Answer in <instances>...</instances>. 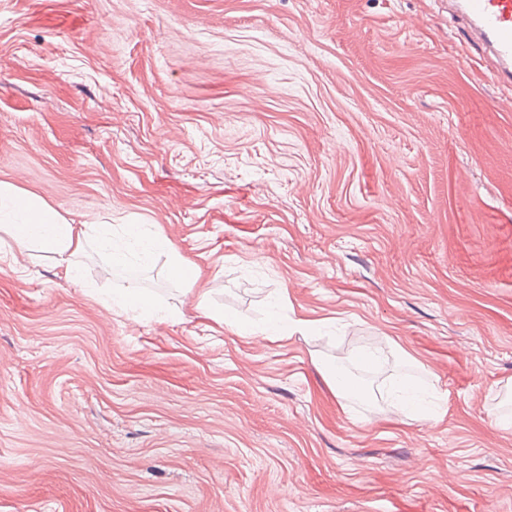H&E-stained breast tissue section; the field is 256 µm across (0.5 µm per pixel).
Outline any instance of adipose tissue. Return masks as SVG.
<instances>
[{
	"label": "adipose tissue",
	"instance_id": "ef3b65f1",
	"mask_svg": "<svg viewBox=\"0 0 512 512\" xmlns=\"http://www.w3.org/2000/svg\"><path fill=\"white\" fill-rule=\"evenodd\" d=\"M151 249L162 252L172 277L193 292L199 308L207 306V292L201 289L202 271L184 258L160 230L145 229ZM96 249L116 269L136 262L125 232L108 224H71L42 199L21 195L9 183L0 182V262L16 263L23 251H38L63 268L66 277H77L79 259L87 249ZM106 303L114 313L133 322L145 318L172 319V311L158 304L152 294L131 282L109 294Z\"/></svg>",
	"mask_w": 512,
	"mask_h": 512
}]
</instances>
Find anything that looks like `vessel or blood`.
Returning a JSON list of instances; mask_svg holds the SVG:
<instances>
[{
    "mask_svg": "<svg viewBox=\"0 0 512 512\" xmlns=\"http://www.w3.org/2000/svg\"><path fill=\"white\" fill-rule=\"evenodd\" d=\"M448 5L482 42L496 76L512 85V0H448Z\"/></svg>",
    "mask_w": 512,
    "mask_h": 512,
    "instance_id": "b4317fda",
    "label": "vessel or blood"
}]
</instances>
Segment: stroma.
Instances as JSON below:
<instances>
[{
	"label": "stroma",
	"instance_id": "stroma-1",
	"mask_svg": "<svg viewBox=\"0 0 512 512\" xmlns=\"http://www.w3.org/2000/svg\"><path fill=\"white\" fill-rule=\"evenodd\" d=\"M511 98L439 0H0V182L324 324L238 335L161 257L163 323L107 309L96 252L0 262V512H512ZM153 229H145L144 236L148 239L151 249L162 252L167 259L172 277L180 282L188 292L195 291L197 305L205 311L207 317L221 325L224 323L231 325L236 332L242 336H279L280 338L291 337L294 333L311 332L316 328L312 322L297 320L292 323L285 322L278 312L272 311L265 322L262 324L239 322L228 317L222 312L210 311L207 305V291L204 288H198L202 279V271L195 263L184 258L167 239L160 227L152 225ZM390 395L396 400V410L398 412H407L415 414L420 419H427L430 416L434 400L438 399V392L433 390L427 393L429 401L418 398V394L426 393L419 387L413 386L404 379H395L391 383Z\"/></svg>",
	"mask_w": 512,
	"mask_h": 512
}]
</instances>
